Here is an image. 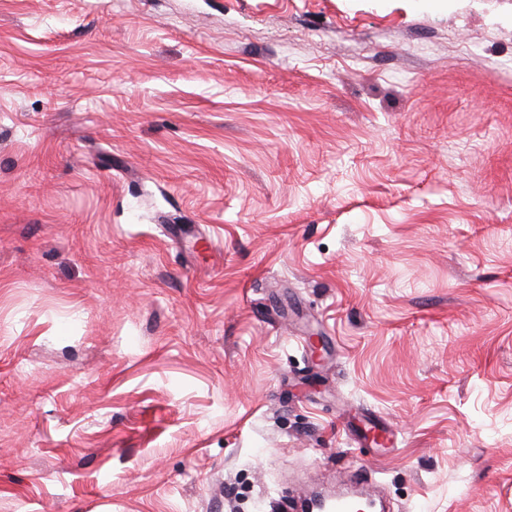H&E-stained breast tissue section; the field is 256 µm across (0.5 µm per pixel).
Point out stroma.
<instances>
[{
  "label": "stroma",
  "mask_w": 512,
  "mask_h": 512,
  "mask_svg": "<svg viewBox=\"0 0 512 512\" xmlns=\"http://www.w3.org/2000/svg\"><path fill=\"white\" fill-rule=\"evenodd\" d=\"M512 512V0H0V512Z\"/></svg>",
  "instance_id": "1"
}]
</instances>
